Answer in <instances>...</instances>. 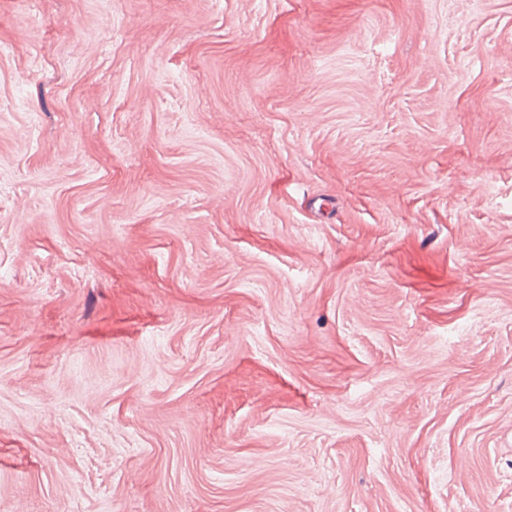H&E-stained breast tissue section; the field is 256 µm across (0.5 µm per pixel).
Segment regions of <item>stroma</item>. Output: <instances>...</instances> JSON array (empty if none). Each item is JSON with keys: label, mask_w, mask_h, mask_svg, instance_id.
Wrapping results in <instances>:
<instances>
[{"label": "stroma", "mask_w": 512, "mask_h": 512, "mask_svg": "<svg viewBox=\"0 0 512 512\" xmlns=\"http://www.w3.org/2000/svg\"><path fill=\"white\" fill-rule=\"evenodd\" d=\"M0 512H512V0H0Z\"/></svg>", "instance_id": "obj_1"}]
</instances>
